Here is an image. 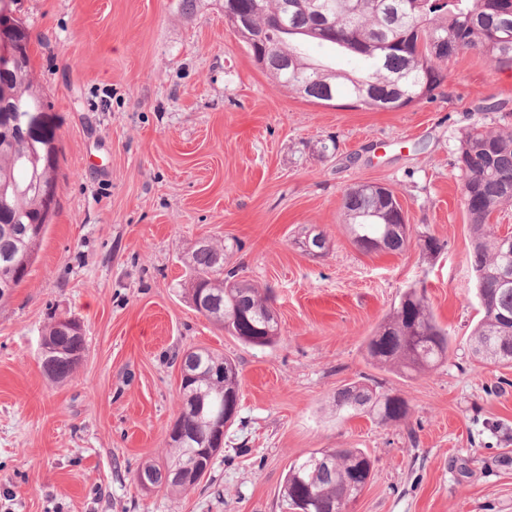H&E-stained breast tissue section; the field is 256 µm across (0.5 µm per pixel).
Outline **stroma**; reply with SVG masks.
<instances>
[{
	"label": "stroma",
	"mask_w": 512,
	"mask_h": 512,
	"mask_svg": "<svg viewBox=\"0 0 512 512\" xmlns=\"http://www.w3.org/2000/svg\"><path fill=\"white\" fill-rule=\"evenodd\" d=\"M58 148L56 204L28 276L0 307V512H279L289 466L360 448L374 470L348 512H512V367L469 349L481 317L456 167L478 124L512 125V70L465 52L430 99L393 111L315 103L275 84L224 18V0H14ZM503 103L500 112L484 104ZM335 139L336 150L321 144ZM380 184L410 226L400 253H366L343 194ZM331 243L320 260L294 245ZM441 248L426 252L424 237ZM224 241L225 268L271 289L279 341L250 347L197 312L185 261ZM423 288L454 342L408 377L365 341ZM83 326L67 380L41 369L52 317ZM233 359L240 411L192 490L146 492L134 474L169 455L174 357ZM401 394L407 419L336 415L352 382ZM294 244L304 254L313 259L323 258L328 253L327 238L320 231L311 230L306 236L297 239Z\"/></svg>",
	"instance_id": "stroma-1"
}]
</instances>
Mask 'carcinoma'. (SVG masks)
<instances>
[{"instance_id":"obj_1","label":"carcinoma","mask_w":512,"mask_h":512,"mask_svg":"<svg viewBox=\"0 0 512 512\" xmlns=\"http://www.w3.org/2000/svg\"><path fill=\"white\" fill-rule=\"evenodd\" d=\"M512 0H224L229 14L247 17L250 26L236 30L252 56L266 57L265 70L281 86L309 101L330 104L346 100L353 107L395 110L428 99L447 77L448 65L459 54L475 50L494 69L512 67ZM333 22V33L322 31V13ZM0 42L12 58L0 60V305L26 278L51 216L44 199L56 189L57 148L52 136L22 133L17 115L42 110L44 99L34 85L30 36L21 23L1 21ZM266 33L254 41L255 31ZM307 41L329 43L362 67L336 70L303 49ZM456 165L469 188L470 261L476 277L482 316L472 331V352L483 361L512 367V288L495 287V274L512 266V255L499 249L500 236L491 232L493 213L512 206V127L486 131L473 127L462 137ZM343 207L353 237L381 239L391 253L403 250L390 230L401 204L362 184L347 189ZM196 287L189 300L204 316L242 343L271 347L267 335L272 308L267 288L238 278L224 269V243L204 240L187 261ZM45 336L56 339L58 351L41 363L52 381L70 378L85 357L84 337L73 339L55 319ZM451 337L436 319L425 294L411 288L365 341L366 359L374 366L397 367L413 375L448 360ZM192 362L189 386L181 391L175 426L179 437L169 441L170 462L208 472L218 450L213 421L234 422L238 413L239 371L233 359L208 348L190 347L181 362ZM339 416L365 414L379 424L398 423L410 412L408 401L392 391L350 383L336 392ZM328 466L300 469L292 464L281 491V512H292L294 497L306 494L331 512H344V499L356 472L371 477L373 463L360 448H329L316 453Z\"/></svg>"}]
</instances>
